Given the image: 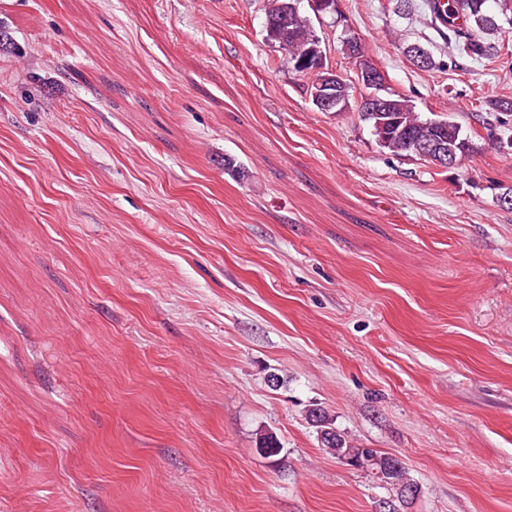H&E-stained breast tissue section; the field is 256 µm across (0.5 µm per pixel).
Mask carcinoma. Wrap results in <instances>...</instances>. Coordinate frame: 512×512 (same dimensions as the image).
<instances>
[{
    "mask_svg": "<svg viewBox=\"0 0 512 512\" xmlns=\"http://www.w3.org/2000/svg\"><path fill=\"white\" fill-rule=\"evenodd\" d=\"M490 0H448V12L441 17L439 33L448 40V46L457 54L472 60L496 59L502 47L497 40L500 25L497 16L489 10ZM288 4L291 20L284 39L288 43V61L305 56L311 46L320 44L310 20L300 11L301 0H271L266 16H275ZM384 111L364 112V120L371 124L380 146L398 156L414 155V143H436L455 155L456 166L473 156L475 145L471 138L461 134V127L444 119H422L415 112L408 97L395 92L382 95ZM320 428V441L336 458L356 467L375 472L381 481L393 487L402 501L413 495L414 483L402 463L371 448H357L332 427L326 411L314 408L310 412ZM256 447L268 457L279 454L280 444L269 433L260 435Z\"/></svg>",
    "mask_w": 512,
    "mask_h": 512,
    "instance_id": "cac0c4a2",
    "label": "carcinoma"
}]
</instances>
